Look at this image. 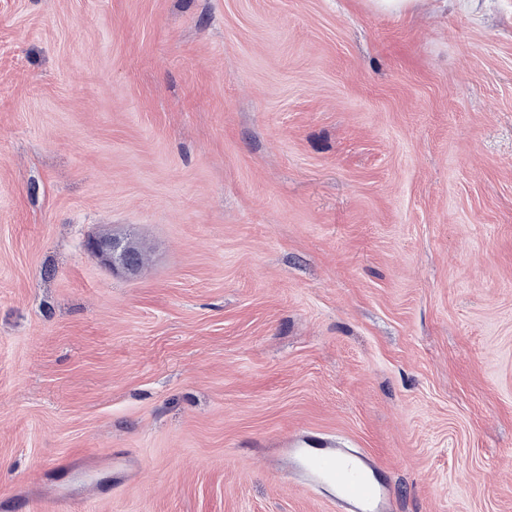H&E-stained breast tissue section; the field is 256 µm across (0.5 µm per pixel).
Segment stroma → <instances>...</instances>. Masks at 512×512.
<instances>
[{
    "mask_svg": "<svg viewBox=\"0 0 512 512\" xmlns=\"http://www.w3.org/2000/svg\"><path fill=\"white\" fill-rule=\"evenodd\" d=\"M333 440L512 512V0H0V512H336ZM86 248L91 256L112 268L119 266L128 273H135L141 266L140 250L131 242L111 234L90 238Z\"/></svg>",
    "mask_w": 512,
    "mask_h": 512,
    "instance_id": "obj_1",
    "label": "stroma"
}]
</instances>
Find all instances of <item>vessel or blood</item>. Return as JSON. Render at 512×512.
Returning a JSON list of instances; mask_svg holds the SVG:
<instances>
[{
	"label": "vessel or blood",
	"instance_id": "1",
	"mask_svg": "<svg viewBox=\"0 0 512 512\" xmlns=\"http://www.w3.org/2000/svg\"><path fill=\"white\" fill-rule=\"evenodd\" d=\"M288 463L312 485H332L344 512H388L391 491L383 468L370 455L348 448H292Z\"/></svg>",
	"mask_w": 512,
	"mask_h": 512
}]
</instances>
